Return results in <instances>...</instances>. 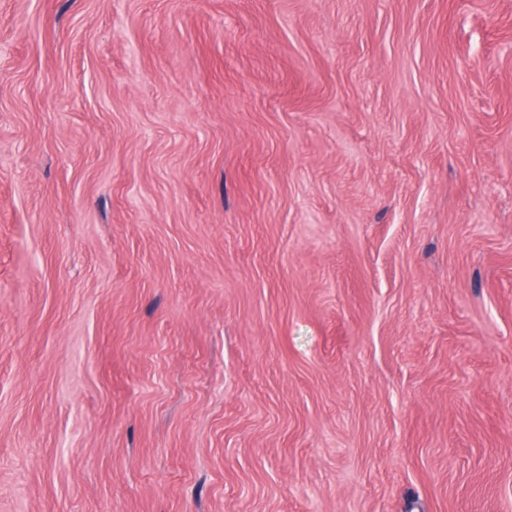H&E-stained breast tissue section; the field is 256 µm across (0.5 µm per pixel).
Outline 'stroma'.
I'll return each instance as SVG.
<instances>
[{"mask_svg": "<svg viewBox=\"0 0 512 512\" xmlns=\"http://www.w3.org/2000/svg\"><path fill=\"white\" fill-rule=\"evenodd\" d=\"M0 512H512V0H0Z\"/></svg>", "mask_w": 512, "mask_h": 512, "instance_id": "35a3bbf8", "label": "stroma"}]
</instances>
